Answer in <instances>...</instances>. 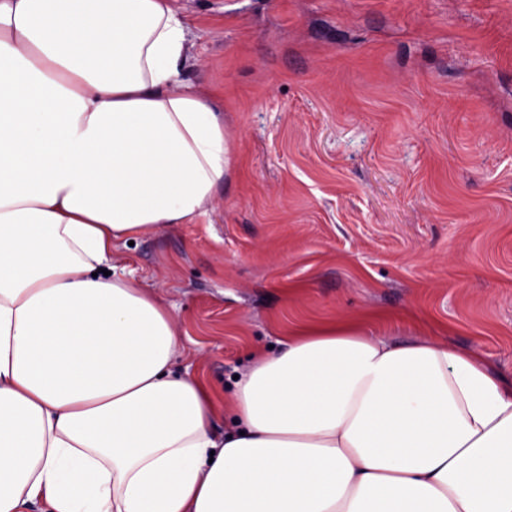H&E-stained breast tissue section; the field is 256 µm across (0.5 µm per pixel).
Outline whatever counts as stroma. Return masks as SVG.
Masks as SVG:
<instances>
[{
    "label": "stroma",
    "instance_id": "1",
    "mask_svg": "<svg viewBox=\"0 0 512 512\" xmlns=\"http://www.w3.org/2000/svg\"><path fill=\"white\" fill-rule=\"evenodd\" d=\"M230 165L115 244L223 398L303 322L478 352L512 382V0H173Z\"/></svg>",
    "mask_w": 512,
    "mask_h": 512
}]
</instances>
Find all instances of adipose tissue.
<instances>
[{
	"instance_id": "obj_1",
	"label": "adipose tissue",
	"mask_w": 512,
	"mask_h": 512,
	"mask_svg": "<svg viewBox=\"0 0 512 512\" xmlns=\"http://www.w3.org/2000/svg\"><path fill=\"white\" fill-rule=\"evenodd\" d=\"M188 33L169 0H0V512H512V386L479 353L303 325L219 408L111 273L229 165Z\"/></svg>"
}]
</instances>
